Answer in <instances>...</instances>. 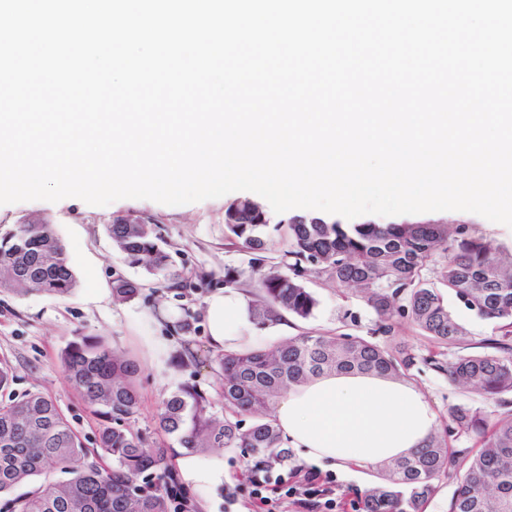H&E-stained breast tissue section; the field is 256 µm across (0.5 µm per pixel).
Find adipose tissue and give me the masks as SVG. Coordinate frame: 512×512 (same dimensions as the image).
Here are the masks:
<instances>
[{"instance_id": "obj_1", "label": "adipose tissue", "mask_w": 512, "mask_h": 512, "mask_svg": "<svg viewBox=\"0 0 512 512\" xmlns=\"http://www.w3.org/2000/svg\"><path fill=\"white\" fill-rule=\"evenodd\" d=\"M204 319L214 349L249 344V303L239 289L212 295ZM275 416L284 447L340 468H372L409 456L437 425V414L419 388L359 372L325 374L289 389L278 399Z\"/></svg>"}]
</instances>
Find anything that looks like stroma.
I'll return each mask as SVG.
<instances>
[{"instance_id":"stroma-1","label":"stroma","mask_w":512,"mask_h":512,"mask_svg":"<svg viewBox=\"0 0 512 512\" xmlns=\"http://www.w3.org/2000/svg\"><path fill=\"white\" fill-rule=\"evenodd\" d=\"M236 198L232 192L180 206L146 199L92 206L77 198L0 205V224H52L77 280L72 293L64 297L0 292V360L11 365L15 376L11 387L0 391V404L29 391L48 395L79 431L84 445L95 447L100 420L70 382L59 354L75 337L96 336L135 361L139 368L141 402L132 427L142 433L147 447H174V440L157 424L161 402L185 383L213 389L215 377L211 369L188 360L185 351L191 348L201 356L211 354L203 318L206 301L223 290L225 269L249 267L250 253L229 245L224 236V210ZM128 215L158 225L170 255V269L184 277L183 287H166L163 278L128 265L123 254L113 247L106 226L113 219ZM427 218L466 226L494 246L512 249V228L480 215L431 212ZM118 275L140 283L135 300L120 303L113 299L112 280ZM305 286L318 301L312 315L306 319L289 318L284 329L272 325L259 329L256 347L268 349L308 333L365 335L375 314L364 299L352 290L315 277L307 278ZM160 307L171 312L172 324L147 329L138 325L140 313ZM411 382L428 397L442 422L447 420L452 405L481 403L480 398L451 383L446 376L426 368L414 371ZM212 454L223 459L226 482L209 489L181 486L182 512H260L250 497L253 465L232 449L216 448ZM327 474L336 481L340 512H356L361 497L376 481L374 469L354 465L331 468Z\"/></svg>"}]
</instances>
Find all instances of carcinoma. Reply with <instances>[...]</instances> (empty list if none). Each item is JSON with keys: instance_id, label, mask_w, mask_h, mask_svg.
<instances>
[{"instance_id": "carcinoma-1", "label": "carcinoma", "mask_w": 512, "mask_h": 512, "mask_svg": "<svg viewBox=\"0 0 512 512\" xmlns=\"http://www.w3.org/2000/svg\"><path fill=\"white\" fill-rule=\"evenodd\" d=\"M229 237L253 255L249 272L228 269L224 284L242 276L256 283L252 318L260 326L284 314L309 318L317 299L304 285L314 276L351 287L376 315L367 336L303 335L272 349L226 350L209 359L214 392L183 384L164 401L159 428L189 453L234 448L258 464L288 457L272 413L277 397L324 373L359 371L411 377L415 355L392 352L375 340L393 336L406 315L442 348L467 341L468 331L448 310L446 288L499 335L484 351L429 364L448 380L470 387L494 409L456 404L411 457L379 466L380 481L361 501L364 512H427L443 478L455 481L448 512H512V254L492 247L468 228L448 224H328L311 215L288 220V247L267 261L268 237L282 225L250 198L224 212ZM107 231L128 264L148 274L169 272L165 241L150 224H109ZM29 277L19 279V270ZM76 286L65 248L48 224L0 228V291L64 296ZM140 285L112 280L118 302L136 298ZM60 362L85 402L101 418L97 447L78 432L50 397L29 392L0 405V499L3 512H169L164 484L175 453L148 450L129 420L138 412L137 365L99 337L77 336ZM222 400L215 410L213 395ZM479 439L453 448L447 437ZM60 473L34 490L17 492L33 476Z\"/></svg>"}]
</instances>
